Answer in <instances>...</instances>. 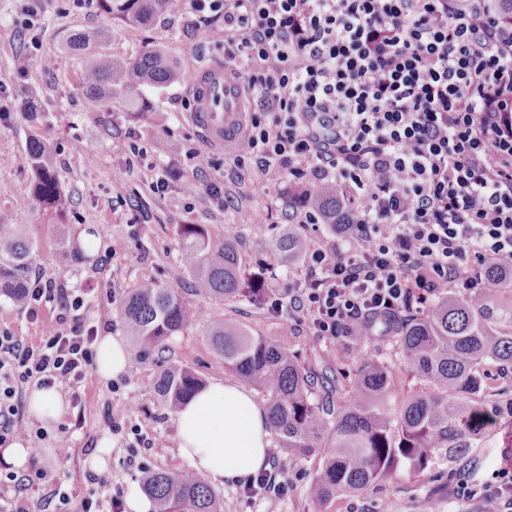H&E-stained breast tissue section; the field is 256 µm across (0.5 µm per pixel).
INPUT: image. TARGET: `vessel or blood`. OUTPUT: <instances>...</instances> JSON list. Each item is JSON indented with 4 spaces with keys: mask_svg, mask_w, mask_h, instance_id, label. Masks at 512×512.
<instances>
[{
    "mask_svg": "<svg viewBox=\"0 0 512 512\" xmlns=\"http://www.w3.org/2000/svg\"><path fill=\"white\" fill-rule=\"evenodd\" d=\"M207 75V80L193 84L198 123L212 139L233 142L244 128L243 87L232 69L225 65H208Z\"/></svg>",
    "mask_w": 512,
    "mask_h": 512,
    "instance_id": "obj_1",
    "label": "vessel or blood"
}]
</instances>
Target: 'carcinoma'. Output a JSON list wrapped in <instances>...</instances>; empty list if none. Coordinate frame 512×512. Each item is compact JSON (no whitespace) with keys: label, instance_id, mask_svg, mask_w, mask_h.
Segmentation results:
<instances>
[{"label":"carcinoma","instance_id":"1","mask_svg":"<svg viewBox=\"0 0 512 512\" xmlns=\"http://www.w3.org/2000/svg\"><path fill=\"white\" fill-rule=\"evenodd\" d=\"M110 15L131 28H143L174 11L173 0H99ZM90 36L76 33L65 50L83 53L79 86L97 107L121 98L137 106L146 87L168 84L185 71L158 47L130 60L87 52ZM21 166L33 176L32 198L41 213L63 218L67 198L55 174L48 145L29 139ZM336 228L343 220L337 187L319 185L302 194ZM178 277L190 274L206 294L233 300H256L262 284L245 277L233 229L210 235L187 224ZM278 262L305 255L307 244L293 227L278 239L253 242ZM34 242L23 224H0V292L22 304L29 285ZM484 291L478 295L455 288L422 313L373 322L371 330L393 340L407 375L422 388L389 408L402 379L394 368L366 349L361 337H348L357 354L356 378L348 383L329 363L303 367L283 340L253 335L245 326L214 320L207 343L224 368L267 397L268 420L280 448L299 460L316 455V474L308 495L318 503L363 492L406 467L420 476L444 460L467 454L474 441L501 426L500 414L512 412V391L501 383L512 373V262L484 264ZM129 336L141 348L157 347L167 337L199 321L198 307L176 289L145 283L134 289L121 310ZM203 379L186 366H165L153 389L164 407L176 411L199 391ZM155 512H222L223 501L197 473L147 468L141 476Z\"/></svg>","mask_w":512,"mask_h":512}]
</instances>
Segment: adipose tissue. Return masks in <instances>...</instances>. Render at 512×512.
Wrapping results in <instances>:
<instances>
[{"instance_id":"ef3b65f1","label":"adipose tissue","mask_w":512,"mask_h":512,"mask_svg":"<svg viewBox=\"0 0 512 512\" xmlns=\"http://www.w3.org/2000/svg\"><path fill=\"white\" fill-rule=\"evenodd\" d=\"M179 448L203 477L235 482L257 472L269 446L264 412L237 386L216 383L177 414Z\"/></svg>"}]
</instances>
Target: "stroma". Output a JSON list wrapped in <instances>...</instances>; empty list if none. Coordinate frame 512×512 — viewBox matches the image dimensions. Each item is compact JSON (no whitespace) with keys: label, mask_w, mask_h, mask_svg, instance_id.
Returning <instances> with one entry per match:
<instances>
[{"label":"stroma","mask_w":512,"mask_h":512,"mask_svg":"<svg viewBox=\"0 0 512 512\" xmlns=\"http://www.w3.org/2000/svg\"><path fill=\"white\" fill-rule=\"evenodd\" d=\"M207 28L209 42L198 30ZM108 31L104 53L136 58L147 46L166 49L185 69V76L163 87L145 90L153 111L151 124H141L132 107L114 103L111 110L97 109L82 93L78 75L82 58L64 50L63 42L77 32ZM27 56V71L15 67L17 57ZM224 58V21L201 18L189 12L166 15L146 28H130L113 19L98 0H0V223L27 225L35 242L31 276L52 281L68 293L83 297V319L107 318V333L120 340L129 365L139 379L130 385H110L96 372L78 384L63 382L55 389L63 409L58 418L40 420L26 415L32 429L48 433L45 441L28 443L23 474L29 475L26 491L32 512H53L52 482L61 480L62 491L72 500L106 495L102 479L123 485L128 494H141L140 472L127 462L129 448H136L139 463L154 468L178 469L188 461L178 448L176 415L156 400L153 382L163 365L191 367L205 383H236V376L206 344L203 331L213 320L246 326L253 335L279 338L289 343L300 363L323 358L341 362V372L353 377L355 363L346 337L311 335L306 323L287 313L269 310L262 301L224 300L196 288L192 276L173 278L180 255L183 225L199 224L210 233H223L232 224L240 232L239 251L246 276L285 285L303 279L302 263L266 267L253 240H275L290 224H298L297 186L287 173L261 175L233 165L231 148L212 144L193 123L191 82L202 65ZM40 137L56 153V174L69 199L63 223H36L30 191L31 172L16 158L31 137ZM132 138L138 153L114 154L112 143ZM170 138L179 153L161 156L153 143ZM179 171L163 192H155L156 179ZM195 180L196 194L181 190L182 179ZM264 190H257V182ZM224 189L232 200L223 206L209 185ZM309 246L334 242L336 235L325 224H298ZM95 239L84 247L81 236ZM126 241L122 253L112 251L113 240ZM150 281L177 289L200 309L197 325L168 337L162 347L139 349L130 339L120 317L121 306L133 289ZM56 315L47 304L39 317L26 307L0 298V332L29 340L42 336ZM125 411L126 431L115 435L106 423L108 412ZM65 456L55 457L54 448ZM477 463L481 480L493 470L512 467V439L505 433L488 436L459 458L457 466ZM457 466L437 465L421 477L400 471L391 480L375 484L362 494L329 505L313 501L307 488L315 474V459L288 458L277 445L268 449V468L280 472L288 487L284 493L254 496L242 484H215L224 512H476L477 502L463 503L450 494ZM100 481L92 483L88 475Z\"/></svg>","instance_id":"35a3bbf8"}]
</instances>
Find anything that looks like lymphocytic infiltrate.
Masks as SVG:
<instances>
[{"label": "lymphocytic infiltrate", "mask_w": 512, "mask_h": 512, "mask_svg": "<svg viewBox=\"0 0 512 512\" xmlns=\"http://www.w3.org/2000/svg\"><path fill=\"white\" fill-rule=\"evenodd\" d=\"M224 19L254 101L235 166L340 187L349 223L303 257V281L267 287L274 310L316 336H350L369 317L478 291L490 260L512 262V12L497 0H178ZM58 312L45 336L0 334V441L44 439L23 387L80 382L98 329L82 297L36 282L25 304ZM480 512H512V469L452 487Z\"/></svg>", "instance_id": "f902f5d3"}]
</instances>
